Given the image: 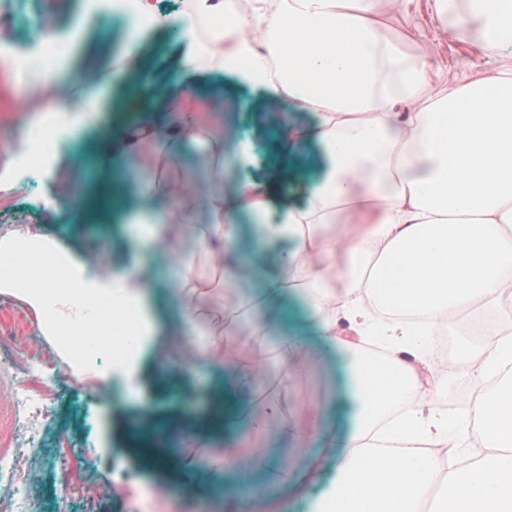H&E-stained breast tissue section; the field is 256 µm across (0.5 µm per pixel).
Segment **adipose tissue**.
Returning <instances> with one entry per match:
<instances>
[{"mask_svg": "<svg viewBox=\"0 0 512 512\" xmlns=\"http://www.w3.org/2000/svg\"><path fill=\"white\" fill-rule=\"evenodd\" d=\"M390 2L253 0L240 15L236 0H190L163 22L149 0H138L126 23L129 45L143 30L166 26L185 46L186 71L233 70L268 99L315 113L312 136L326 150L327 171L297 206L273 210L264 183L250 179L225 198L224 176L244 166L246 154L226 151L212 109L170 85L151 98L163 128L150 141H131L123 157L126 168L153 172L131 191L129 263L113 270L23 226L0 237L7 270L0 289L34 308L72 378L92 369L108 384L112 362L88 344L104 333L96 305L107 304L116 323L134 311L121 342L129 361L156 333L160 284L173 285L191 333L201 298L223 286L229 267L250 270L255 255L276 252L280 274L263 277L226 311L224 335L250 324L255 348L265 349L267 328L252 312L294 293L313 309L317 336L342 356L350 429L336 478L313 512H421L429 501L432 512H512V71L432 93L425 62L406 59L384 35L380 10ZM438 2L446 16L476 24L488 51L512 43V0H467L463 14L458 0ZM400 100L415 111L395 112ZM195 145L211 157L203 196L193 187L172 190L167 175ZM345 213L358 217V228L340 224ZM244 220L247 250L233 245ZM173 227L193 233L196 251L167 264ZM368 296L424 321H373ZM477 303L509 326L480 347L461 346L454 370L479 395L452 418L439 405L449 370L417 339ZM340 317L358 342L337 336ZM374 336L385 348L380 362L367 349ZM235 377L241 418L256 440L295 435L272 422L279 397L266 399L267 416L251 411L250 367L236 368Z\"/></svg>", "mask_w": 512, "mask_h": 512, "instance_id": "adipose-tissue-1", "label": "adipose tissue"}]
</instances>
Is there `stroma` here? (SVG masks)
I'll return each mask as SVG.
<instances>
[{"instance_id":"obj_1","label":"stroma","mask_w":512,"mask_h":512,"mask_svg":"<svg viewBox=\"0 0 512 512\" xmlns=\"http://www.w3.org/2000/svg\"><path fill=\"white\" fill-rule=\"evenodd\" d=\"M47 17L67 44L60 68L93 78L112 76L98 125L58 139L52 154L71 187L84 194L85 206L66 216L56 214L46 205L50 182L8 167L0 170V226L37 225L76 255L95 252L116 265L124 261L119 219L128 198L120 187L104 189L100 146L108 144L113 154H120L134 132L162 122V113L149 111L148 100L127 91L128 83L150 64L164 82L183 83L203 99L223 96L230 105L225 125L230 136L247 146L249 163L236 176L225 177V197L233 196L236 178H250L269 185L272 206L278 209L300 204L322 178L328 158L308 136L317 123L315 113L288 100L264 101L260 89L229 72L185 74L177 66L182 46L170 30L150 29L141 45L129 50L123 14L112 10L110 0L95 5L90 0H18L15 8L0 9V44H26ZM384 29L409 56L425 58L436 92L512 70V45L491 53L482 48L479 35L459 37L439 13L437 0H396ZM31 89L0 65V129L5 134L26 129L33 120L27 107ZM285 126L298 135L287 151L280 145ZM283 177L293 182L292 193L282 194ZM255 286L250 272H239L232 284L215 289L203 303L202 323L212 325L213 314L232 307ZM27 318V333L11 344L14 359L30 361L36 346L58 371L51 421L34 446L11 410L15 379L0 371V457L23 458L37 478L39 493L30 512H139L149 492L159 493L161 512H311L334 479L349 432V407L339 395V356L316 335L313 314L302 301L284 298L256 310L253 318L268 325L269 342L286 332L309 342L308 366L290 377L281 400L285 415L306 430L307 444L297 448L287 439L269 438L262 467L246 475L225 467L224 451H251L246 424H227L239 398L231 368L252 350L249 327L241 328L221 366L203 383L171 368V359L191 356L193 349L179 331H168L141 356L137 400L116 407L110 388L94 373L79 383L61 374V359L41 334L37 313L28 311ZM188 469L201 472V480L184 481ZM275 469L290 472L288 484L268 483L266 473ZM244 483L255 496L243 510L224 494Z\"/></svg>"}]
</instances>
